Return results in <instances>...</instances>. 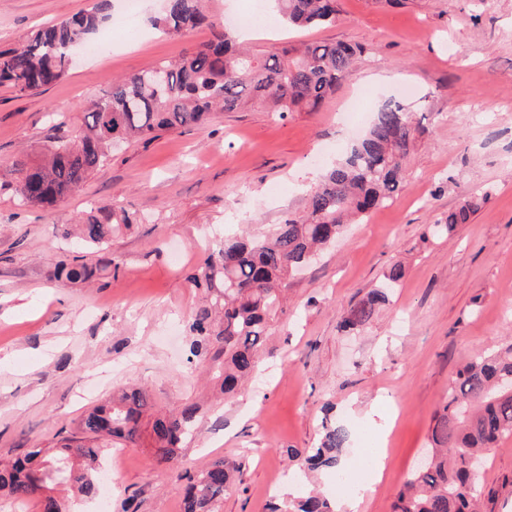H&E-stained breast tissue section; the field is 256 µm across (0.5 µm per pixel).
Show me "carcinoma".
Returning a JSON list of instances; mask_svg holds the SVG:
<instances>
[{
    "label": "carcinoma",
    "mask_w": 512,
    "mask_h": 512,
    "mask_svg": "<svg viewBox=\"0 0 512 512\" xmlns=\"http://www.w3.org/2000/svg\"><path fill=\"white\" fill-rule=\"evenodd\" d=\"M290 26L332 24L337 0H275ZM112 0L32 31L16 48L0 51V87L34 95L67 76L74 48L89 41L109 18ZM155 24L171 36L208 28L209 38L174 63L115 79L92 104L85 127L75 137L50 141L41 158L23 156L11 169L20 202L49 210L76 193L111 161L119 142L149 141L161 132L198 126L216 111L236 112L261 105L272 112H315L336 84L353 76L363 49L343 41L313 42L256 54L241 50L230 30L209 20L202 0H165ZM419 134L413 112L401 102L382 104L366 134L354 143L312 187L303 214H287L264 238L226 236L189 279L205 292L188 322L190 353L202 370L232 399L254 370L267 339L268 319L280 305L288 276L308 264L318 248L333 243L345 224L360 220L392 202L406 183L405 161ZM487 194L466 197L448 214L442 230L465 224ZM126 222L108 207L78 221L79 244L105 253L100 270L112 269L109 250L114 225ZM62 281L75 283L92 270L75 255L55 267ZM403 271L394 264L385 284L369 291L342 320L345 328L363 326L388 301ZM153 409L147 396L128 389L95 406L82 418L81 437L59 448H30L7 463L0 454V490L15 502L38 499L40 512H67L72 500L98 497L94 476L103 449L116 440L132 443L143 415ZM198 406L158 410L151 425L157 458L171 462L197 429ZM512 436V340L497 351L474 355L448 387V400L434 415L432 454L404 480L394 512H480L484 483L470 459L487 458L497 443ZM348 432L341 425L324 428L317 447L306 453L313 470L336 473V452ZM245 461L213 460L186 489L184 512H214L215 505L243 472ZM321 493H305L276 504L271 512H335Z\"/></svg>",
    "instance_id": "1"
}]
</instances>
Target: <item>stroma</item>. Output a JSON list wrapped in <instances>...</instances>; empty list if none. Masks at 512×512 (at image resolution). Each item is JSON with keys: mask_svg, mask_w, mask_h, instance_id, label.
<instances>
[{"mask_svg": "<svg viewBox=\"0 0 512 512\" xmlns=\"http://www.w3.org/2000/svg\"><path fill=\"white\" fill-rule=\"evenodd\" d=\"M95 2L0 0V50ZM162 7L139 0L135 34L75 52L41 94L0 88V452L55 447L94 404L137 388L159 407L199 403L198 432L170 463L158 462L147 425L113 449L108 512H183L178 473L197 476L221 456L246 467L217 512H270L293 488L289 449L316 447L327 419L348 432L344 462L385 450L360 512H393L458 367L512 336V0H338L335 23L319 28L288 27L267 9L252 52L354 42L365 49L357 76L318 111L220 114L123 146L58 207L19 205L9 175L19 155L38 158L47 140L81 130L112 80L205 40L154 29ZM392 98L412 103L420 123L403 191L288 278L257 370L234 400L217 398L206 374L186 369V322L201 297L188 274L223 236L262 235L302 212L310 185L362 133L343 114ZM478 188L488 196L469 223L433 234ZM102 206L131 218L112 233L116 273L57 281L74 249L61 225ZM395 263L404 276L389 306L341 330ZM484 487L486 512H512V436L487 458Z\"/></svg>", "mask_w": 512, "mask_h": 512, "instance_id": "stroma-1", "label": "stroma"}]
</instances>
